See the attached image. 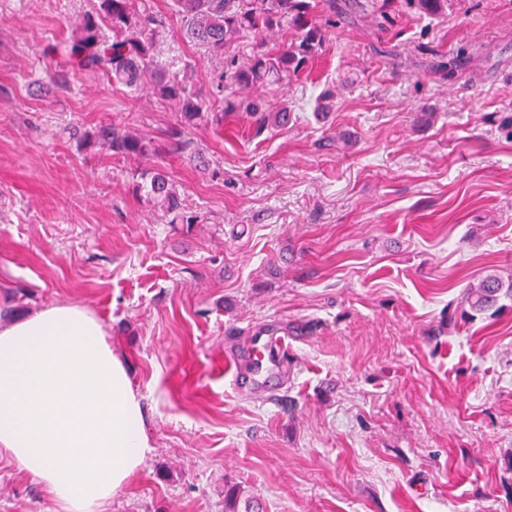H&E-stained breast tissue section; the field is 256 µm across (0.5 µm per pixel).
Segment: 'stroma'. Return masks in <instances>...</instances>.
Instances as JSON below:
<instances>
[{
  "label": "stroma",
  "mask_w": 512,
  "mask_h": 512,
  "mask_svg": "<svg viewBox=\"0 0 512 512\" xmlns=\"http://www.w3.org/2000/svg\"><path fill=\"white\" fill-rule=\"evenodd\" d=\"M147 2L156 58L208 105L195 124L148 79L53 88L42 49L97 0H0V294L25 290L20 320H102L153 448L104 512H225L232 487L259 512H512V311L459 318L464 288L512 276V0L384 31L349 15L309 74L233 89L290 110L260 134L216 94L225 56ZM463 45L465 79H442ZM107 123L153 155L81 147ZM151 167L197 224L138 191ZM278 324L287 385L236 392V351ZM0 512H55L3 454Z\"/></svg>",
  "instance_id": "35a3bbf8"
}]
</instances>
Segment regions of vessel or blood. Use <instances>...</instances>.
Here are the masks:
<instances>
[{"instance_id": "obj_1", "label": "vessel or blood", "mask_w": 512, "mask_h": 512, "mask_svg": "<svg viewBox=\"0 0 512 512\" xmlns=\"http://www.w3.org/2000/svg\"><path fill=\"white\" fill-rule=\"evenodd\" d=\"M286 348L281 329H256L234 357V388L251 396L271 395L281 390L288 382V365L283 359Z\"/></svg>"}]
</instances>
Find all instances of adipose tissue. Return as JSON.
Segmentation results:
<instances>
[{"label": "adipose tissue", "instance_id": "obj_1", "mask_svg": "<svg viewBox=\"0 0 512 512\" xmlns=\"http://www.w3.org/2000/svg\"><path fill=\"white\" fill-rule=\"evenodd\" d=\"M150 452L140 399L94 312L54 305L0 326V453L57 512H102Z\"/></svg>", "mask_w": 512, "mask_h": 512}]
</instances>
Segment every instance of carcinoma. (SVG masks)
I'll return each instance as SVG.
<instances>
[{"label": "carcinoma", "instance_id": "1", "mask_svg": "<svg viewBox=\"0 0 512 512\" xmlns=\"http://www.w3.org/2000/svg\"><path fill=\"white\" fill-rule=\"evenodd\" d=\"M419 17L439 18L448 12L451 0H348L358 10L385 15L396 2ZM175 11L186 17V37L214 53L224 54V47L250 36L274 32L288 27L290 38L276 51L258 49L245 65L232 58L225 62L224 72L216 83L217 93L227 86L249 87L277 83L284 77L305 71L322 53L329 28L345 14L347 3L338 0H173ZM112 36L105 37L103 28ZM158 21L144 0H98L95 11L87 13L75 24L71 37L49 43L43 54L59 58L68 69L101 73L136 91L141 80L150 76L159 96L176 101L185 123L202 118L206 106L192 93L187 78L171 77L154 59L153 43ZM465 69V53L440 61L435 71L444 78L459 80ZM247 111L257 115L258 128L283 127L288 124L285 108L258 112L251 103ZM82 145L101 147L124 155H149L142 139L126 133L118 125L102 124L83 134ZM147 195L171 213L179 210L178 196L161 171L149 168L144 173ZM23 290L11 292V304L0 306V318L9 319L22 307ZM512 302V277L504 280L486 276L476 288L465 290L460 318L469 323L479 317L494 318Z\"/></svg>", "mask_w": 512, "mask_h": 512}]
</instances>
